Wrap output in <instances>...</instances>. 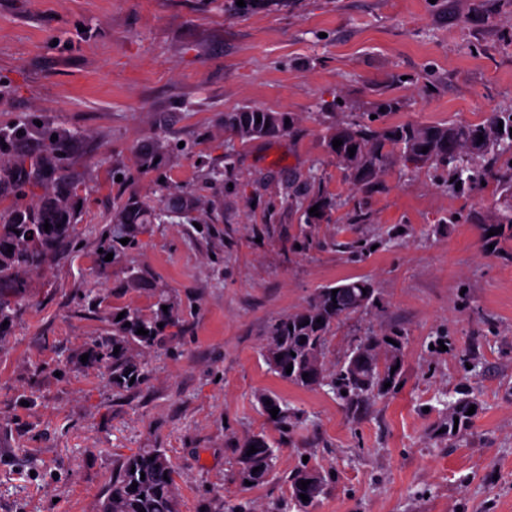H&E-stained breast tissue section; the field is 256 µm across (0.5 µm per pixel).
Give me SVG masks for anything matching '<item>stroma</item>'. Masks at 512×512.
I'll list each match as a JSON object with an SVG mask.
<instances>
[{
  "label": "stroma",
  "instance_id": "35a3bbf8",
  "mask_svg": "<svg viewBox=\"0 0 512 512\" xmlns=\"http://www.w3.org/2000/svg\"><path fill=\"white\" fill-rule=\"evenodd\" d=\"M389 98L400 107L387 125L512 112V0H0V127L39 115L69 131L81 204L78 249L27 274L0 330V512H98L121 457L141 448L166 449L180 512H276L303 461L334 475L313 512H512V242L489 249L478 224L504 200L492 181L449 195L430 167L392 166L367 192L345 180L328 126ZM254 105L293 114L290 136L231 140L225 113ZM211 167L223 185L202 182ZM313 167L332 209L302 247L304 217L280 191ZM131 196L200 206L189 222L138 225L136 246L102 262ZM357 277L380 305L336 325L328 359L397 330L404 373L353 414L272 373L263 353L273 320ZM162 291L183 315L142 356L145 385L116 387L82 362L113 315H151ZM465 385L480 405L469 435L437 438ZM266 395L303 423L278 429ZM257 433L276 468L245 490L235 445Z\"/></svg>",
  "mask_w": 512,
  "mask_h": 512
}]
</instances>
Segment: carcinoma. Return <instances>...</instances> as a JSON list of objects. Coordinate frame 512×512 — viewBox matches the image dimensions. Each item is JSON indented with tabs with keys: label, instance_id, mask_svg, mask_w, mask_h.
<instances>
[{
	"label": "carcinoma",
	"instance_id": "obj_1",
	"mask_svg": "<svg viewBox=\"0 0 512 512\" xmlns=\"http://www.w3.org/2000/svg\"><path fill=\"white\" fill-rule=\"evenodd\" d=\"M288 112H272L261 107H245L236 112L224 113V129L240 143L255 139L278 138L289 134L294 122ZM37 118L16 124L8 130L0 129V169L10 171L12 190L26 196L29 188L38 185L45 177L48 167L58 180L66 175L63 160L67 155L73 137L65 130L49 126H37ZM503 129H498V123ZM39 129L44 148L37 154L20 151L18 146L28 139L31 129ZM484 141H479V137ZM342 140V145L333 147V140ZM326 143L329 153L342 166L345 176L354 184L365 189L372 188L382 173L395 161L405 168L442 166L447 171L444 183L451 194L475 192L482 183L492 178L497 190L505 197L512 196V112H495L478 124L439 125H384L375 126L373 121L357 120L351 123H337L327 128ZM356 147L354 155L348 149ZM428 151H423V148ZM461 186H456V183ZM321 178L314 171L302 181L288 179L285 182L282 201L304 210L309 230L328 217L330 202L316 190ZM318 206L319 215L309 214ZM170 212L152 206L137 197H129L120 210L112 215V225L103 239V254H108L113 244L127 238L134 243V229L137 224H162ZM50 230L44 231V224ZM77 210L71 193H60L48 200L24 208L0 209V325L12 319L11 299L19 296L25 288L24 275L40 268L47 260L62 255L77 245ZM501 230V233L487 238L491 245L512 241V205L508 213L494 224H487L484 232ZM12 252H7V249ZM337 293H332L333 289ZM377 302L375 288L366 279L348 280L336 287L319 289L302 309L274 320L268 328L266 351L275 363L273 371L297 386L315 390L329 387L351 410L378 396H387L398 391L402 381L403 360L396 359L393 351L402 343V336L391 332L382 336H367L355 346L364 350L366 361L355 369L342 362L330 364L327 359V344L336 323L367 310ZM157 310L150 317L136 309L124 312V317L112 321V338L93 345L89 350L90 359L103 364L112 371V383L117 386L137 388L145 383V367L133 352H145L156 345L162 327L179 321L180 305L161 292L156 302ZM168 309H162V306ZM148 334H137L138 328ZM393 342L386 341V338ZM118 354H113L115 347ZM292 367L286 373V367ZM308 377H303V374ZM391 386L384 387L385 383ZM265 413L278 410L273 423L292 425L299 423V417L290 411L277 397L266 395L261 399ZM476 404L475 399L465 393L447 403L437 429L440 438L463 436L472 427L475 415L468 414V408ZM257 452L249 455L250 446ZM237 463L241 469L236 473L240 486L245 481L258 486L266 482V475L275 469L276 454L267 437L253 434L237 442L235 447ZM259 471H254V468ZM315 476L320 490L301 488V481ZM137 487H132V483ZM331 482V474L302 464L288 476L289 502L298 512H309L319 497L325 494ZM309 500L304 502L300 494ZM179 512V487L176 470L167 451L163 448H143L123 458L119 469L112 478V484L101 503V512Z\"/></svg>",
	"mask_w": 512,
	"mask_h": 512
}]
</instances>
